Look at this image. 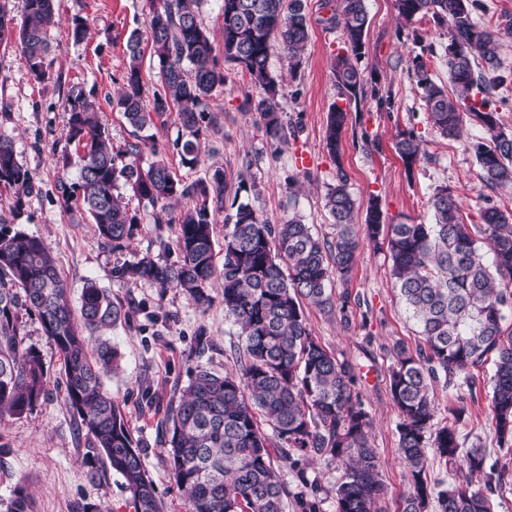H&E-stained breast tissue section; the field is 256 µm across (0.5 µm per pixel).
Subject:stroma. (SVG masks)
Segmentation results:
<instances>
[{
    "label": "stroma",
    "instance_id": "obj_1",
    "mask_svg": "<svg viewBox=\"0 0 512 512\" xmlns=\"http://www.w3.org/2000/svg\"><path fill=\"white\" fill-rule=\"evenodd\" d=\"M308 6L310 39L300 71L289 76L288 61L280 55L270 61L282 84L285 112L301 121L295 136L279 148L270 147L256 125V113L243 106L245 94L252 90L250 79L241 67L229 63L227 84L207 100L220 128L203 144L202 162L194 168L182 165L174 146L178 127L171 120L152 130L163 147L162 159L187 182L220 167L230 185L257 183L259 192L250 202L262 218L276 224L298 216L322 237L333 232L323 197L340 165L357 202V221H364L370 200L376 198L387 221L430 222L428 200L442 185L458 196L465 222H474L484 203V188L472 145L483 130L468 116L460 139L440 137L408 76L411 59L419 55L434 80L447 84V29L435 26L428 16L400 21L394 0H366L368 53L358 67L367 82L389 96L391 105L379 107L369 97L351 110L343 157L337 161L324 146V131L336 100L332 64L343 43L339 31L321 24L319 0H308ZM149 7V0H55L56 24L49 32L56 48L55 77L42 84L30 77L19 45L0 46V110L8 112L7 120H0V135L11 140L39 188L18 210L13 209L9 194L0 195V216L50 249L72 304H79L89 278L124 304L129 320L110 334L122 355L121 370L106 377L105 386L125 410L165 512H188L170 477L159 422L196 365L218 373L235 368V350L242 340L224 313L222 289L213 287L211 304L201 309L173 288L163 291L148 284L129 288L113 281L112 267L118 262L145 254L177 260L176 225L155 223L151 209L140 207L131 191H124L140 222L129 249L115 253L98 240L81 207L64 208L54 190L56 156L76 152L75 144L66 140L63 120L62 103L71 87L95 96L114 151L123 153L141 144V133L116 105V92L127 66V38L132 31H145ZM77 15L90 26L88 38L80 43L70 37V22ZM410 127L422 134L428 158L409 172L394 143L398 132ZM365 134L378 142L377 150L363 151ZM349 290L353 298L349 321L310 304L305 313L320 344L349 361L359 376L356 390L369 414L371 441L385 484L383 507L385 512H397L410 485L398 454L399 414L388 382L396 344L413 351L421 338L388 275L384 252L370 245L361 248ZM25 330V343L40 352L51 382L47 395L32 411L0 423V512H7L13 487L22 478L27 479L34 498L33 512H82L87 505L99 506L103 512H133L122 478L97 460L90 436L76 426L64 399L65 379L55 345L36 316L26 317ZM201 335L209 342L202 353L197 350ZM473 375L476 384L470 389L453 388L442 380L433 383L435 420L448 423L453 410L462 409L458 428L464 447L479 446L488 463L512 465V451L500 447L492 421V367L476 368Z\"/></svg>",
    "mask_w": 512,
    "mask_h": 512
}]
</instances>
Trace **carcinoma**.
I'll return each instance as SVG.
<instances>
[{
  "instance_id": "1",
  "label": "carcinoma",
  "mask_w": 512,
  "mask_h": 512,
  "mask_svg": "<svg viewBox=\"0 0 512 512\" xmlns=\"http://www.w3.org/2000/svg\"><path fill=\"white\" fill-rule=\"evenodd\" d=\"M8 0H0V44L15 40L37 83L51 79L54 56L49 31L55 25L54 0H24L25 19L13 26ZM203 0H150L146 34L127 40L128 63L117 105L128 122L145 129L155 120L176 115L181 128V163L200 164L199 143L216 132L217 116L206 100L227 83L224 63L245 71L261 94L250 101L261 130L272 145L288 142L297 123L286 118L277 79L269 70L275 51L288 58L292 72L302 65L309 40L304 0H221L224 60H219L200 21ZM400 19L431 16L446 26L447 90L432 78L416 56L409 75L421 90L432 127L448 138L460 136L463 114L473 116L485 137L473 144L483 188L512 190V130L493 107L505 81L500 73L502 37L512 35V14L496 30L476 21L483 0H394ZM328 29L341 32L345 53L336 56L333 75L337 102L325 130V148L336 160V182L325 195L334 235L322 239L299 217L280 224L262 219L250 202L233 196V212L224 218V257L217 262L215 215L224 211L228 182L224 169L186 182L177 177L153 141L157 157L139 163L142 149L128 150L133 161L120 164L109 146L99 107L81 90L64 100L67 140L80 149L77 160L65 153L56 161L65 170L79 166L78 177H57V197L67 207L81 205L95 224L101 243L112 251L129 248L137 215L126 207L121 188H129L145 205L168 214L173 200L194 198L195 206L167 220L178 225V261L145 255L112 266V279L127 287L156 285L185 292L204 308L209 287L220 279L224 313L238 327L244 344L235 353L237 371L219 374L197 365L187 387L161 422L167 462L189 512H284L291 497L297 512H320L323 497L335 512H383L379 459L370 442V419L356 384L354 366L323 347L307 323L303 302L334 307L349 323L351 293L336 295L328 287L345 285L364 242L386 248L389 275L425 346L411 352L396 346L389 391L398 409V452L407 465L411 491L399 512H491L492 485L509 476L507 466L491 468L485 488L472 487L471 476L485 469L486 457L460 442L456 423L433 427L431 382L472 388L470 371L493 360L491 406L501 447L512 448V215L485 197L479 222L467 224L461 204L446 186L429 199L430 224H387L378 199L366 210L365 222H353L355 200L342 162L343 134L351 105L366 97L390 103L380 89L367 88L355 62L366 56L368 16L365 0H321ZM158 63L157 86L147 95L142 76L143 44ZM395 151L405 171L425 157L423 139L412 129L397 135ZM12 195L13 208L34 192L29 170L11 141L0 136V191ZM35 315L55 344L66 382L65 401L86 429L93 447L124 480L134 512H162L140 450L119 401L103 378L120 369V354L106 333L127 319L122 303L92 278L86 280L79 307L72 306L55 259L40 239L10 226L0 217V421L32 410L46 394L48 371L36 349L24 346L21 312ZM272 434H267L263 426ZM455 468L457 483L436 490L428 481V453ZM304 459L343 471L327 492L300 469ZM296 472L299 484L290 492L283 468ZM9 512H32L26 483L13 489Z\"/></svg>"
}]
</instances>
